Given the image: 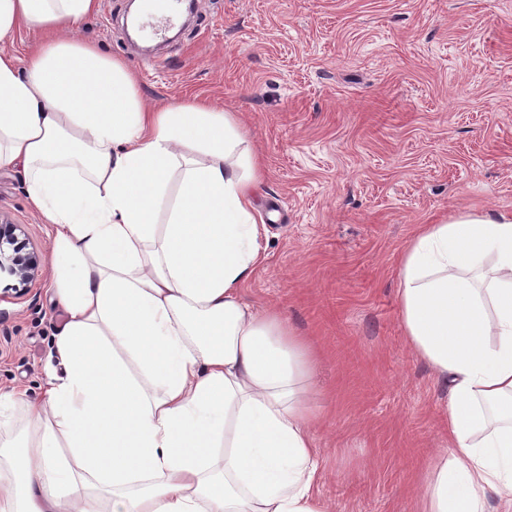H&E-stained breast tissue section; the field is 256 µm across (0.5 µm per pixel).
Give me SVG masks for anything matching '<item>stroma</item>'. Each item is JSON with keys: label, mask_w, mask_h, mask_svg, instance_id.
<instances>
[{"label": "stroma", "mask_w": 512, "mask_h": 512, "mask_svg": "<svg viewBox=\"0 0 512 512\" xmlns=\"http://www.w3.org/2000/svg\"><path fill=\"white\" fill-rule=\"evenodd\" d=\"M100 0L79 37L123 59L150 107L200 100L237 113L258 158L266 255L244 286L315 344L332 512H416L446 445L448 389L400 319L399 260L417 225L462 209L512 212V0H196V22L152 59ZM0 218L38 256L17 296L0 272V442L31 437L65 314L50 301L51 224L21 168H0Z\"/></svg>", "instance_id": "stroma-1"}]
</instances>
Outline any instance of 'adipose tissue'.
I'll return each instance as SVG.
<instances>
[{
  "label": "adipose tissue",
  "mask_w": 512,
  "mask_h": 512,
  "mask_svg": "<svg viewBox=\"0 0 512 512\" xmlns=\"http://www.w3.org/2000/svg\"><path fill=\"white\" fill-rule=\"evenodd\" d=\"M98 0H0V168L55 226L56 335L22 475L0 512H330L317 491L312 342L242 287L261 259L233 113L149 109L126 63L74 38ZM22 30L43 38L24 58ZM409 346L448 389L419 512H512V213L459 210L400 260ZM67 446L68 457L57 455Z\"/></svg>",
  "instance_id": "obj_1"
}]
</instances>
